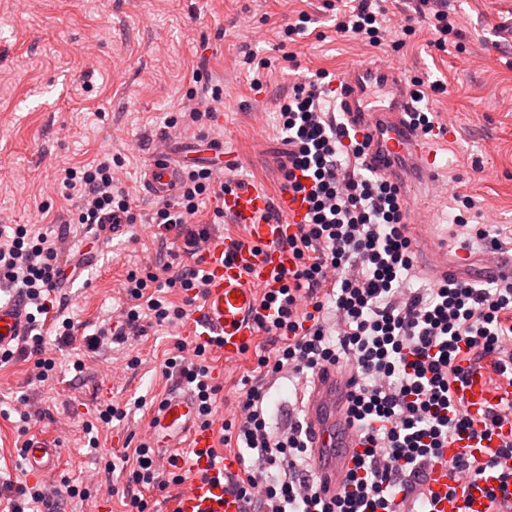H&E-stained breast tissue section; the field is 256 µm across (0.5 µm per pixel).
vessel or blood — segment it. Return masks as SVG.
Returning a JSON list of instances; mask_svg holds the SVG:
<instances>
[{
	"instance_id": "obj_1",
	"label": "vessel or blood",
	"mask_w": 512,
	"mask_h": 512,
	"mask_svg": "<svg viewBox=\"0 0 512 512\" xmlns=\"http://www.w3.org/2000/svg\"><path fill=\"white\" fill-rule=\"evenodd\" d=\"M332 104L342 116L347 131L366 137L367 162L386 178H396L401 170L421 177L439 168L438 145L447 135L428 138L414 129L410 116L414 103L409 94L407 77L402 68L388 62L354 65L337 78ZM192 148L172 152L160 146L142 172L145 190L157 198L170 197L176 190L184 164L193 160ZM272 202L255 188H241L224 196V214L247 230L246 240L235 236L209 240L204 255L209 281L189 319V334L194 344H212L219 363L239 360L256 336L254 317L263 293L280 287V276L294 258L282 246V239L294 234L306 214L307 204L301 197L280 200L284 215L280 222H266L265 213ZM25 301L17 296L0 300V352L14 348L28 331ZM350 388L347 374L329 366L314 378L305 411L310 446L319 460L322 480L329 490L339 489L362 447L358 435L347 422L346 401ZM474 419H481L499 398L512 400V386L492 389L485 369L472 367L455 393ZM153 446L169 454L182 443L193 451V467L207 471L208 480L191 482L178 494L170 512H239L240 505L225 492L224 479L235 474L234 456L216 461L213 456L214 434L199 427L194 420V405L188 391L175 389L154 408L150 420ZM512 439V425H505L492 437L464 432L449 441L441 463L434 466L425 484V494L434 512H489V489L498 487L512 459L485 477L462 480L456 495H449L452 463L465 456L476 460L489 458L502 441ZM327 448L343 449L341 457H324ZM23 455L27 473L36 480H48L57 469L59 448L48 436L28 440Z\"/></svg>"
}]
</instances>
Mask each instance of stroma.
Wrapping results in <instances>:
<instances>
[{
    "mask_svg": "<svg viewBox=\"0 0 512 512\" xmlns=\"http://www.w3.org/2000/svg\"><path fill=\"white\" fill-rule=\"evenodd\" d=\"M389 9L386 45L374 48L337 33L336 10L325 0H0V221L42 232L66 224L75 252H96L60 292V313L73 321L74 336L68 345L46 336L56 366L44 381L34 379V359L0 362L1 504L13 495L6 479L27 482L22 448L40 433L60 448L53 483L101 482L86 500H61L57 512H97L103 499L109 512H126L127 497L137 492L108 466L131 436L146 434L154 407L173 387L163 364L188 326H149L125 343L87 347L122 304L127 272L159 255L160 230L130 224L117 238L99 239L97 226L74 223L60 176L122 153L125 188L136 212L148 215L156 200L144 193L140 175L168 114L187 97L206 107L212 87L223 88L211 125L231 175L276 200L279 105L293 83L367 60L395 63L408 77L444 85L422 105L453 132L439 148L437 177L404 182L411 208L428 222L411 231L414 286L425 285L444 257L455 195L478 201L482 223L512 226V0H448L463 36L461 49L445 51L430 46L428 27L411 18L408 0H391ZM303 13L312 22L303 38L289 41L285 29ZM407 20L415 32L405 37ZM257 79L262 89L254 88ZM77 359L84 363L79 372ZM256 366L249 352L217 375L220 419L232 418L237 383ZM24 396L34 410L26 423L12 411ZM140 399L144 407L134 408ZM112 402L131 405L128 419L99 422V409Z\"/></svg>",
    "mask_w": 512,
    "mask_h": 512,
    "instance_id": "1",
    "label": "stroma"
}]
</instances>
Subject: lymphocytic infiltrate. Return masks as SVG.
<instances>
[{"label":"lymphocytic infiltrate","mask_w":512,"mask_h":512,"mask_svg":"<svg viewBox=\"0 0 512 512\" xmlns=\"http://www.w3.org/2000/svg\"><path fill=\"white\" fill-rule=\"evenodd\" d=\"M410 2L430 28L431 46L444 51L449 37H460L447 0ZM388 11L387 0H355L338 10L336 31L381 46ZM327 77L321 71L295 82L280 105V192L303 194L308 208L287 239L294 264L281 288L263 295L255 316L257 330L275 351L260 357L259 375L241 377L238 414L222 425L223 442L250 453L226 489L242 512H429L425 482L449 439L474 428L489 436L512 423L511 400L500 399L477 421L454 399L468 367L484 362L512 386V277H499L487 288L455 276L428 288L409 287L415 245L408 202L399 183L366 163L363 141L325 112ZM62 184L77 201L76 223L97 224L106 215L136 223L134 201L111 158L66 170ZM237 186L212 169L187 168L175 198L159 204L149 221L182 238L183 253L200 256L201 243L211 236L209 225L195 221L201 203L220 201ZM66 242L62 228L38 234L24 224L8 233L0 229V289L23 296L36 313H48L64 277ZM206 283L195 265L165 277L128 272L124 321L133 330L143 319L174 326ZM166 288L184 294V305L168 301ZM175 348L165 372L194 389L198 423L212 428L221 386L212 377L207 349L183 340ZM327 366L350 376L348 415L363 446L346 490L333 496L322 490L303 422H291L282 433L268 423L269 393L279 379L301 381L295 392L301 405L306 384ZM135 453L118 458L131 466L129 483L163 491L181 482L180 455L168 457L167 478L148 443Z\"/></svg>","instance_id":"obj_1"}]
</instances>
